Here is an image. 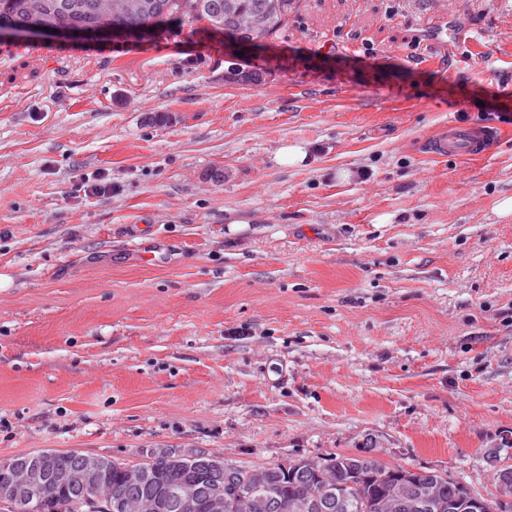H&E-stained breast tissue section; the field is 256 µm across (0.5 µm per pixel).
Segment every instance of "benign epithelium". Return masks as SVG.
<instances>
[{
    "instance_id": "7a95c632",
    "label": "benign epithelium",
    "mask_w": 512,
    "mask_h": 512,
    "mask_svg": "<svg viewBox=\"0 0 512 512\" xmlns=\"http://www.w3.org/2000/svg\"><path fill=\"white\" fill-rule=\"evenodd\" d=\"M111 35L140 38L144 33L116 29L108 24L95 29L46 25L31 33L34 38L71 40ZM174 460L169 453L148 451L143 463L123 467V488L115 490L109 478L114 463L111 458L83 453L77 470L68 471L60 467L55 451L45 449L24 459L0 460V501L8 504L11 512H24L30 507L39 512H53L62 489L77 482L86 493L78 502L81 512H119L134 502L144 512H163L173 503L184 512H224V502L236 501L246 493L260 512L263 509L279 512L287 507L264 493L254 481L242 477L240 471L225 467L221 457H196L194 465L206 469L211 475L208 481L192 478L164 484L161 475Z\"/></svg>"
}]
</instances>
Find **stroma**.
<instances>
[{
    "instance_id": "obj_1",
    "label": "stroma",
    "mask_w": 512,
    "mask_h": 512,
    "mask_svg": "<svg viewBox=\"0 0 512 512\" xmlns=\"http://www.w3.org/2000/svg\"><path fill=\"white\" fill-rule=\"evenodd\" d=\"M230 59L202 22L0 43V459L368 451L502 500L512 0H292L260 84ZM454 125L497 138L431 155Z\"/></svg>"
}]
</instances>
